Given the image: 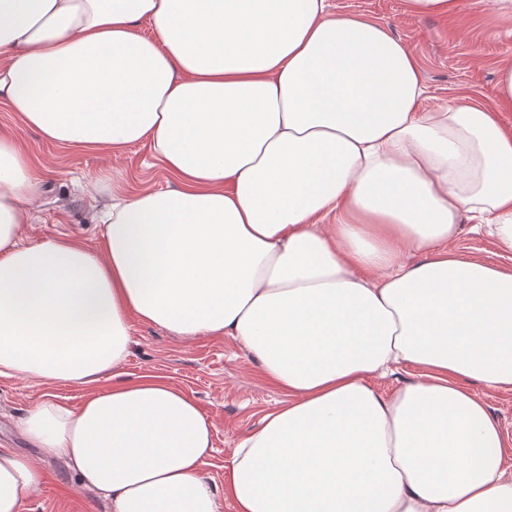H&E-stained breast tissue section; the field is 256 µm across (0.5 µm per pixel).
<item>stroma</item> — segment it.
<instances>
[{
	"label": "stroma",
	"mask_w": 512,
	"mask_h": 512,
	"mask_svg": "<svg viewBox=\"0 0 512 512\" xmlns=\"http://www.w3.org/2000/svg\"><path fill=\"white\" fill-rule=\"evenodd\" d=\"M459 2L455 15L422 17L407 13L404 0H330L333 14L380 23L414 53L427 87L419 111L463 101L492 108L497 101L498 68L512 61V19L502 16L491 0ZM1 135L27 154L40 177L24 236L28 243L71 237L100 250L98 215L112 193L133 195L173 185L146 146L112 153L56 145L3 105ZM455 247L495 265H512V254L500 251L493 237L469 223ZM131 337L129 354L119 367L123 378L158 375L197 401L213 425L215 451L207 475L216 486H223L224 466L236 444L280 405L282 394L263 379L256 363L232 339L203 336L187 341L136 320L131 323ZM45 393L74 409L87 397L86 388L79 385L49 387L19 374L0 375V447L35 458L45 471L31 512H109L63 461L42 457L20 435L19 422Z\"/></svg>",
	"instance_id": "1"
}]
</instances>
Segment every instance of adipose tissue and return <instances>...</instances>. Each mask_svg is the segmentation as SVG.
<instances>
[{"instance_id": "adipose-tissue-1", "label": "adipose tissue", "mask_w": 512, "mask_h": 512, "mask_svg": "<svg viewBox=\"0 0 512 512\" xmlns=\"http://www.w3.org/2000/svg\"><path fill=\"white\" fill-rule=\"evenodd\" d=\"M0 56V104L44 139L146 143L176 182L113 197L102 253L26 244L38 180L0 137V375L90 390L23 421L46 457L110 512H512L506 438L470 389L512 386V269L453 247L475 219L512 253L494 110L418 111L415 55L327 0H0ZM133 317L235 340L283 394L223 488L194 398L150 374L99 389ZM405 365L421 375L375 386ZM42 478L0 448V512Z\"/></svg>"}]
</instances>
